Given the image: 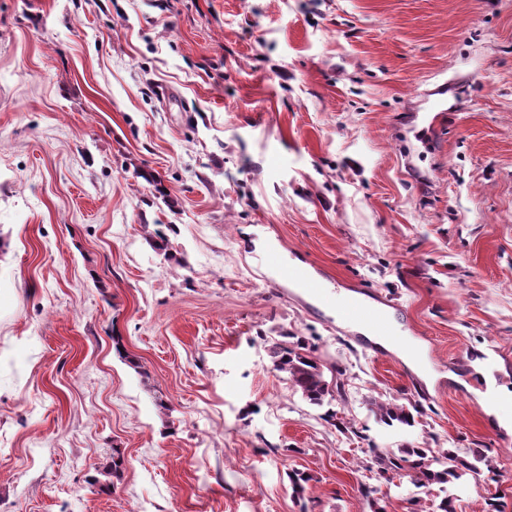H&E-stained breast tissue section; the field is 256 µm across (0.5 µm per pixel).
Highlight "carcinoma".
I'll list each match as a JSON object with an SVG mask.
<instances>
[{"instance_id": "obj_1", "label": "carcinoma", "mask_w": 512, "mask_h": 512, "mask_svg": "<svg viewBox=\"0 0 512 512\" xmlns=\"http://www.w3.org/2000/svg\"><path fill=\"white\" fill-rule=\"evenodd\" d=\"M300 341L273 340L267 348L271 368L286 378L313 405H322L330 395L329 385L324 379L321 365L311 356L303 354ZM378 410L387 424L398 422L410 425L412 413L404 406L395 403H381ZM376 475L383 478L388 472L403 471L418 488L432 484H447L471 473H481L480 466L492 469L490 461L477 449H470L464 458L452 450L435 455L429 448H405L402 455L378 453L375 456Z\"/></svg>"}]
</instances>
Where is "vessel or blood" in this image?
<instances>
[{"instance_id":"vessel-or-blood-1","label":"vessel or blood","mask_w":512,"mask_h":512,"mask_svg":"<svg viewBox=\"0 0 512 512\" xmlns=\"http://www.w3.org/2000/svg\"><path fill=\"white\" fill-rule=\"evenodd\" d=\"M285 275L289 282L296 284L306 293L334 305L337 322L351 328H363L366 335L362 337L361 342L365 348L378 352L389 345L399 349L405 357H415V340L396 330L391 312L380 305L377 299L334 293L324 282L300 268L286 269Z\"/></svg>"}]
</instances>
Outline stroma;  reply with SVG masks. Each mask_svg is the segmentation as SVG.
Here are the masks:
<instances>
[{
    "mask_svg": "<svg viewBox=\"0 0 512 512\" xmlns=\"http://www.w3.org/2000/svg\"><path fill=\"white\" fill-rule=\"evenodd\" d=\"M263 250L399 305L428 368ZM471 354L512 397V0H0V512H372L405 447L494 471L389 512H512ZM301 341L288 342L274 339L267 348L271 368L285 374L292 385L313 405H322L331 396L321 365L311 356L303 354Z\"/></svg>",
    "mask_w": 512,
    "mask_h": 512,
    "instance_id": "1",
    "label": "stroma"
}]
</instances>
